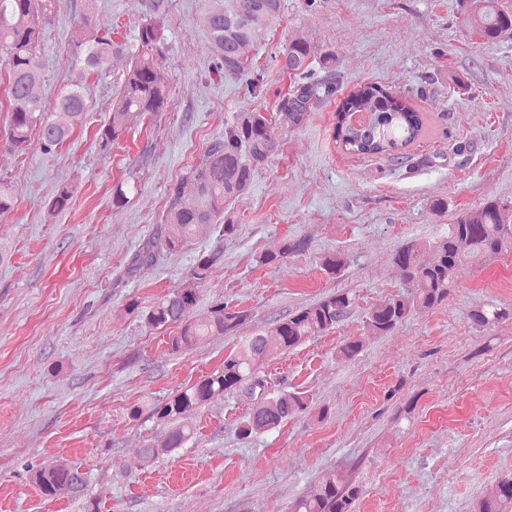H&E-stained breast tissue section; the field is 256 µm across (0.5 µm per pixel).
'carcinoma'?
<instances>
[{"mask_svg": "<svg viewBox=\"0 0 512 512\" xmlns=\"http://www.w3.org/2000/svg\"><path fill=\"white\" fill-rule=\"evenodd\" d=\"M61 0H0V58L6 64L9 122L3 140L14 154L26 151L33 131H38L44 153L56 152L82 122L85 111L84 79L103 69L112 55L127 54L130 63L119 92L112 98L107 124L98 131V145L108 153L112 144L128 129L132 119L168 107L169 90L158 75L164 29L170 0H143L147 15L134 35V42H118L100 33L91 14H81L83 37L73 50V79L61 89L48 112L35 93L41 82L38 54L44 26L60 7ZM281 0H224V7L209 17V37L215 51V70L226 75L242 69L240 50L263 38L279 21ZM462 23L489 42L512 32V12L500 8L497 0H469ZM280 70L300 75L311 65L309 43L290 40L279 52ZM331 81L300 86L284 98L277 110L288 120L301 123L308 110L322 96H331ZM268 118L261 111L239 112L224 124V137L215 140L203 160L188 173L196 189L195 199L185 202L180 188L168 192L163 223L144 241L125 265V274L154 262L157 252L181 250L198 229L210 225L217 238L231 237L238 225L224 215V204L242 195L254 170L279 152V145L266 134ZM427 128V116L404 96L383 85L366 83L355 88L336 111L334 138L343 153L351 156H388L400 159L420 140ZM73 197L69 184L59 187L49 204L48 214L66 209ZM512 206L491 199L481 208L457 217L452 224L423 248L414 242L402 244L394 255L408 291L380 300L366 314L370 336L392 334L417 308L433 309L448 299L455 284L456 270L468 261L490 258L512 251ZM223 257L216 248L198 257L182 282L160 297L143 320L150 328L174 325L168 337L173 353L193 350L212 336H222L245 322L249 314L222 301L212 305L204 317L192 315L201 286L210 268ZM352 298L333 292L316 303L277 319L256 335L245 339L239 349L224 358L221 368L197 381L155 400L150 414L172 423L209 404L213 399L238 394L251 402L238 423V436L248 440L278 428L289 418L306 411L309 401L301 393L274 394L267 381L256 373L255 360L271 351L288 352L310 336H319L342 324L352 312ZM512 319V308L487 304L469 312L473 324L484 327ZM356 340H345L337 357L351 360L362 350ZM192 437L186 426L171 428L158 444H147L141 460L149 464L159 456L182 447ZM32 480L49 498L81 496L90 474L78 464L56 461L32 470ZM359 487L347 483L335 472L326 473L315 494L299 500L294 512H352ZM512 508V471L501 474L493 495L481 498L473 512H506Z\"/></svg>", "mask_w": 512, "mask_h": 512, "instance_id": "carcinoma-1", "label": "carcinoma"}]
</instances>
